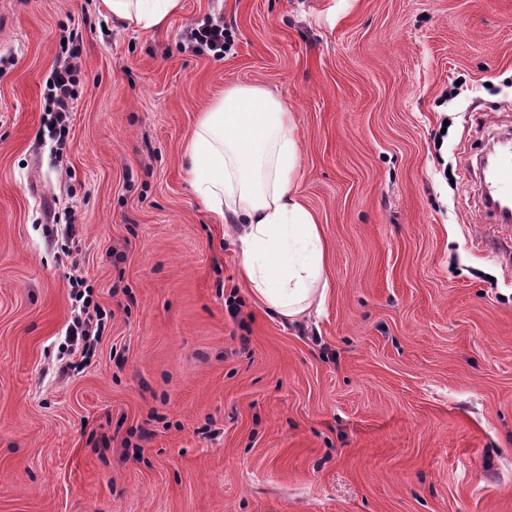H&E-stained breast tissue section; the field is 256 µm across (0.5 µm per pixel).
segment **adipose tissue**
<instances>
[{
    "mask_svg": "<svg viewBox=\"0 0 512 512\" xmlns=\"http://www.w3.org/2000/svg\"><path fill=\"white\" fill-rule=\"evenodd\" d=\"M116 21L162 29L181 0H102ZM299 147L290 112L269 92L233 86L203 112L184 164L195 192L239 232L240 278L273 315L297 319L327 295L326 245L293 192Z\"/></svg>",
    "mask_w": 512,
    "mask_h": 512,
    "instance_id": "adipose-tissue-1",
    "label": "adipose tissue"
}]
</instances>
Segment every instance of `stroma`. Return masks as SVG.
Returning a JSON list of instances; mask_svg holds the SVG:
<instances>
[{
  "label": "stroma",
  "mask_w": 512,
  "mask_h": 512,
  "mask_svg": "<svg viewBox=\"0 0 512 512\" xmlns=\"http://www.w3.org/2000/svg\"><path fill=\"white\" fill-rule=\"evenodd\" d=\"M210 21L223 53L185 39ZM1 55L0 512H512V227L475 167L512 134V0H182L159 31L0 0ZM232 85L293 116L327 246L306 319L249 295L185 174ZM72 274L107 321L60 378ZM79 54L71 51L62 57L46 80L48 93L45 97L44 112L50 115L51 123L59 127V134L65 130L70 112H73L74 89L76 75L80 69Z\"/></svg>",
  "instance_id": "stroma-1"
}]
</instances>
